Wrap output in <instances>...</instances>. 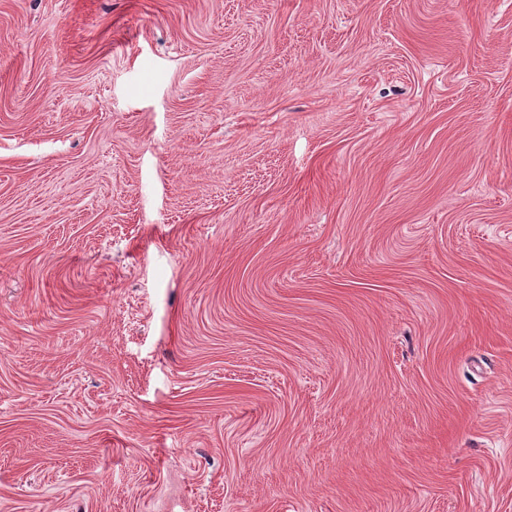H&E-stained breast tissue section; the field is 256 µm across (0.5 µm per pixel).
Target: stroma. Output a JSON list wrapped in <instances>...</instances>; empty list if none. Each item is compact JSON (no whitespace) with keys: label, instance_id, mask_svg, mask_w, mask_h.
<instances>
[{"label":"stroma","instance_id":"35a3bbf8","mask_svg":"<svg viewBox=\"0 0 512 512\" xmlns=\"http://www.w3.org/2000/svg\"><path fill=\"white\" fill-rule=\"evenodd\" d=\"M0 512H512V0H0Z\"/></svg>","mask_w":512,"mask_h":512}]
</instances>
